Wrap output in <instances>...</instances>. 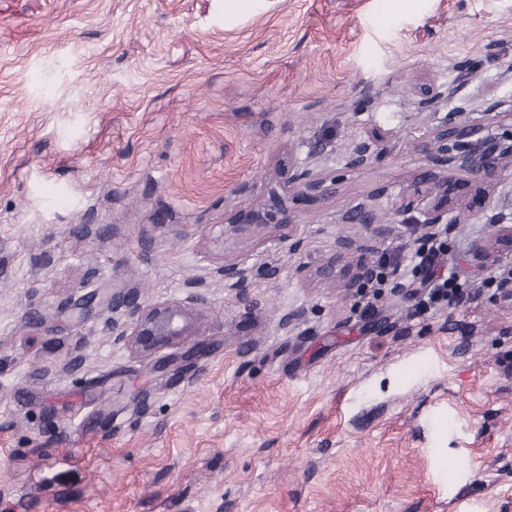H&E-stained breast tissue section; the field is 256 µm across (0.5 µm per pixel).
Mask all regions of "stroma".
<instances>
[{
	"label": "stroma",
	"mask_w": 512,
	"mask_h": 512,
	"mask_svg": "<svg viewBox=\"0 0 512 512\" xmlns=\"http://www.w3.org/2000/svg\"><path fill=\"white\" fill-rule=\"evenodd\" d=\"M464 97L512 131L485 112L512 100V0H0V512H512V291L490 279L512 251L472 255L512 232V175L488 203L455 176L456 305L388 284L365 318V289L315 274L338 238L373 261L426 234L393 207ZM375 133L386 154L346 168ZM291 163L336 183L289 192L294 228L227 224ZM369 196L371 232L345 219ZM201 277L189 358L70 320L97 289L150 304ZM217 273L224 278V287L242 291L249 283V269L239 263H224Z\"/></svg>",
	"instance_id": "35a3bbf8"
}]
</instances>
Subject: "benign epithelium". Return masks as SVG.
Listing matches in <instances>:
<instances>
[{"label": "benign epithelium", "instance_id": "obj_1", "mask_svg": "<svg viewBox=\"0 0 512 512\" xmlns=\"http://www.w3.org/2000/svg\"><path fill=\"white\" fill-rule=\"evenodd\" d=\"M469 101L460 104L434 129L432 143L434 160L446 166L444 173L432 171L414 180L408 191L395 203L394 213L400 217L416 212L418 224L433 230L448 223V215L460 209L448 172L468 174L482 189H494L506 173L512 171V133L499 137L483 135V129L465 118ZM384 150L381 140L374 137L358 144L348 155L346 166L362 168L377 160ZM336 182L306 167L292 170L287 184L319 196L324 195L325 184ZM231 224H279L292 226L295 221L275 196L271 207H254L229 219ZM346 273L344 288H359L373 274L366 257L358 254L356 243L347 238L336 241L335 252L323 263L317 277L328 283L336 282L337 271ZM224 278V287L241 291L249 283V269L239 263H226L218 271ZM211 304L207 282L200 278L186 285L183 298L143 304L121 288L92 296L75 310V318L84 320L96 309L112 310V343L131 349L141 356H149L160 347L181 343L196 336L201 330L200 311Z\"/></svg>", "mask_w": 512, "mask_h": 512}]
</instances>
